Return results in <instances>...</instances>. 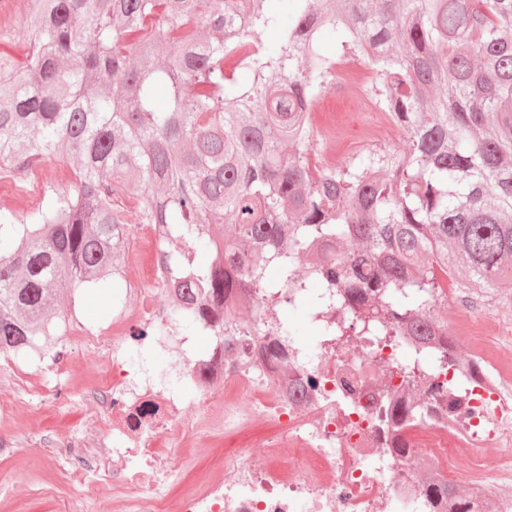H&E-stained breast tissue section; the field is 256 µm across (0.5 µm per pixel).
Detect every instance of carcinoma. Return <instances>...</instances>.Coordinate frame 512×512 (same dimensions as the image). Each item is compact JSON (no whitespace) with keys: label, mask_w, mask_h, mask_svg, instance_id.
<instances>
[{"label":"carcinoma","mask_w":512,"mask_h":512,"mask_svg":"<svg viewBox=\"0 0 512 512\" xmlns=\"http://www.w3.org/2000/svg\"><path fill=\"white\" fill-rule=\"evenodd\" d=\"M14 24L33 42L24 61L0 51V172L62 159L73 178L23 216L0 208V354L60 355L57 300L120 287L131 196L161 228L173 309L216 356L219 333L260 335L283 290L347 312L320 336L404 329L446 354L437 273L465 295L512 288V0H25ZM344 57L368 62L407 148L315 173L308 114ZM247 295L241 326L225 309ZM424 488L478 512L453 483Z\"/></svg>","instance_id":"carcinoma-1"}]
</instances>
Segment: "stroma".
I'll return each instance as SVG.
<instances>
[{
    "label": "stroma",
    "mask_w": 512,
    "mask_h": 512,
    "mask_svg": "<svg viewBox=\"0 0 512 512\" xmlns=\"http://www.w3.org/2000/svg\"><path fill=\"white\" fill-rule=\"evenodd\" d=\"M310 122L339 128L324 150L337 162L363 150L403 152L404 136L376 129L375 119L360 109L352 89L329 87ZM484 339L496 345L512 341V288L487 298ZM68 323L99 336L88 346L71 332L61 338L63 353L45 364L38 357H0V512H113L111 417H97L99 437L87 446L82 429L96 417L92 391L102 376L95 359L111 345L106 327L112 320V297L76 292L61 300ZM173 473L165 499L144 498V512H173L177 498L199 478L224 468V438L204 437L194 448H164Z\"/></svg>",
    "instance_id": "stroma-1"
}]
</instances>
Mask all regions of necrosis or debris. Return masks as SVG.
Here are the masks:
<instances>
[{
    "label": "necrosis or debris",
    "instance_id": "necrosis-or-debris-1",
    "mask_svg": "<svg viewBox=\"0 0 512 512\" xmlns=\"http://www.w3.org/2000/svg\"><path fill=\"white\" fill-rule=\"evenodd\" d=\"M154 225L135 226L123 267L128 287L145 292L137 308L119 307L112 319L108 373L92 391L102 411L119 420L112 429L114 512H139L141 496H162L168 467L162 443L191 447L197 435L224 432V472L185 493L174 512H434L424 478L443 480L460 455L473 462L466 480L480 484L496 512H512V464L501 457L512 447V367L486 359L473 376L461 351L433 382H447L449 409L422 399L419 413L392 428L394 397L418 392L411 371L399 368L403 352H423L412 337L397 348L377 336H350L336 344L320 339L314 352L291 343L288 369L258 359L224 357V370L202 380L209 355L190 347L179 315L156 300L162 270L144 275L140 254L158 249ZM168 354L162 379L131 370L135 347ZM249 391L242 400L240 391ZM198 406L186 414L185 395ZM410 453L398 457L393 436Z\"/></svg>",
    "mask_w": 512,
    "mask_h": 512
}]
</instances>
